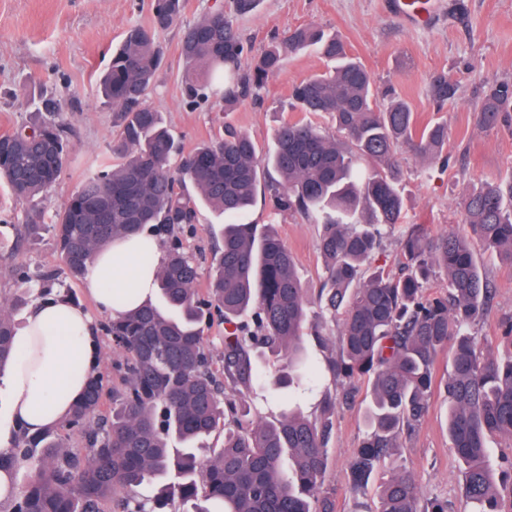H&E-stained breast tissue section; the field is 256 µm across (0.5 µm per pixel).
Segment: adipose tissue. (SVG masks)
<instances>
[{
    "mask_svg": "<svg viewBox=\"0 0 512 512\" xmlns=\"http://www.w3.org/2000/svg\"><path fill=\"white\" fill-rule=\"evenodd\" d=\"M138 243L116 240L95 254L87 266L86 283L98 307L110 317L124 309L143 305L156 289L155 268L135 261ZM124 306L115 303V286ZM23 353L0 369V394L9 398L0 418V452H7L18 428L37 434L56 427L72 415L87 381L96 374L97 348L90 318L70 300L59 296L31 307L18 330ZM79 364L81 377H72L70 367Z\"/></svg>",
    "mask_w": 512,
    "mask_h": 512,
    "instance_id": "ef3b65f1",
    "label": "adipose tissue"
}]
</instances>
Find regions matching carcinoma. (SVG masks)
Segmentation results:
<instances>
[{
  "mask_svg": "<svg viewBox=\"0 0 512 512\" xmlns=\"http://www.w3.org/2000/svg\"><path fill=\"white\" fill-rule=\"evenodd\" d=\"M254 0H231L221 15L208 13L183 28V87L195 106L206 77L224 82V111L241 105L280 70L282 51L314 47L332 69L294 85L291 110L261 157L252 139L231 128L184 155L163 116L147 103L160 75L158 29L176 23L184 0H152L153 26L127 30L99 82L112 106L117 135L111 161L88 176L57 214L52 228L62 262L79 277L114 238L150 225L158 235L197 220L203 204L224 216L210 267V302L224 312V370L216 375L204 348L202 302L194 284L200 267L171 240L157 272L159 303L112 321L110 333L127 356L124 387L112 392V414L100 412L103 386L92 380L71 420L82 425L86 453L67 449L56 429L15 435V450L0 454V469L25 474L13 512H329L319 493L327 464L331 413L317 422L288 405L273 421L236 420V402L224 384L247 387L251 354L262 347L283 365L267 383L275 390L314 382L317 369L303 343L306 290L288 248L271 230L239 217L259 190L274 207L321 226L325 282L322 312L344 313L336 375L346 383L370 375V433L354 452L353 488L366 485L376 466L399 447L428 410L432 367L449 352L448 437L463 465V492L473 512H499L495 473L486 439L512 437V354L500 359L478 350L469 327L490 301L493 286L470 242L495 249L512 269V174L481 184L460 203L462 229L440 236L414 231L401 246L402 272L367 266L382 230L399 222L396 147L422 161H448V126L421 127L408 102L376 85L366 67L348 58L344 42L321 29L289 32L257 59L233 17ZM479 124L496 126L512 112V81L485 85ZM457 82L431 77L428 96L438 107L454 99ZM332 118L331 134L307 116ZM68 151L59 104L39 119L0 135V180L28 206L26 229L43 227L42 199L61 177ZM275 172L277 177L270 176ZM441 291L427 292L436 270ZM11 315L0 313V368L20 352ZM224 427V446L200 461L197 444ZM378 512H448V502L424 498L410 474L394 470L378 487Z\"/></svg>",
  "mask_w": 512,
  "mask_h": 512,
  "instance_id": "carcinoma-1",
  "label": "carcinoma"
}]
</instances>
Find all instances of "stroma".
<instances>
[{"instance_id":"stroma-1","label":"stroma","mask_w":512,"mask_h":512,"mask_svg":"<svg viewBox=\"0 0 512 512\" xmlns=\"http://www.w3.org/2000/svg\"><path fill=\"white\" fill-rule=\"evenodd\" d=\"M151 0H0V135L33 118L43 101L62 106L66 136L71 149L61 179L45 204L46 230L29 236L24 232V212L8 188L0 183V304L10 305L15 324H22L31 304L45 296H63L91 318L98 349L97 374L103 380L101 410L112 411V390L122 383L124 353L117 348L102 313L84 278L75 277L61 263L51 230L56 214L81 188L85 178L100 170L109 158L108 147L116 135L113 112L98 98L96 84L113 51L132 26L152 23ZM234 24L249 56H258L271 38L285 39L289 30L315 25L342 36L348 53L360 61L383 86H393L412 107L420 125L438 121L448 125L447 161L422 162L405 147H398L400 189L405 206L399 224L385 235L372 263L390 274L399 272L401 242L415 227L431 234H445L454 226L463 196L482 183L512 172V117L492 129L482 128L476 112L479 82L467 69L479 64L484 80L512 81V0H451L439 24L429 30L407 28L396 16L383 11L380 0H258L250 13ZM181 24L157 31L164 53L161 77L148 94V102L162 113L183 152L223 132L232 124L246 132L260 151L273 144L276 129L291 119L286 104L291 87L324 71L327 62L315 49L285 51L279 72L256 95L227 112L213 97L197 108L184 100L181 75ZM437 72L448 73L458 83L453 100L436 110L427 97V82ZM244 222L258 224L278 234L293 254L309 301L320 291L324 259L318 248V227L299 215L273 208L269 194H259ZM222 217L208 209L198 214L195 234L182 236L183 248L197 258L202 272L195 283L199 298H207L212 233ZM481 266L495 287V298L472 332L479 350L506 355L511 345L503 334L512 319V270L479 249ZM53 275L51 293L41 288L44 275ZM336 337L338 321L311 309L303 340L318 372V386L304 396V413L322 416L324 396L337 397L330 416L332 431L327 446V469L322 493L332 512H377V488L399 464L430 498L447 501L450 512H469L463 497L459 462L451 448L447 429L448 354L434 361V385L428 411L411 435L394 451V463H382L367 487L351 484L349 460L366 437L365 417L369 378L359 377L349 399H342L343 384L333 371L335 345H321L315 329ZM253 361L261 378L228 397L244 403L251 419L278 418L283 404L264 382L278 368L276 358L257 350Z\"/></svg>"}]
</instances>
